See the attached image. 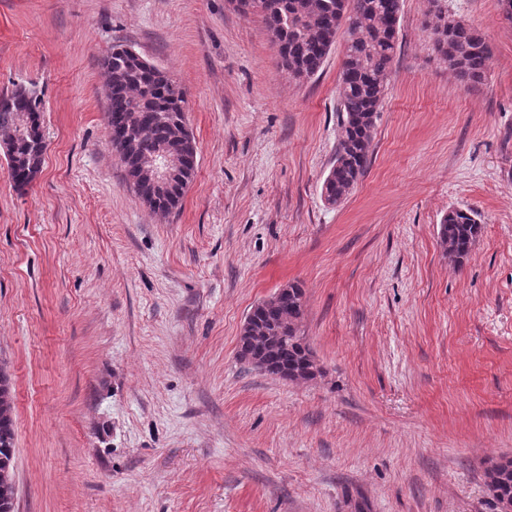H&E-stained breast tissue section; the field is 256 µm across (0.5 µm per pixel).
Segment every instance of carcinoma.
I'll list each match as a JSON object with an SVG mask.
<instances>
[{
    "label": "carcinoma",
    "instance_id": "cac0c4a2",
    "mask_svg": "<svg viewBox=\"0 0 512 512\" xmlns=\"http://www.w3.org/2000/svg\"><path fill=\"white\" fill-rule=\"evenodd\" d=\"M278 60L296 79L310 78L322 67L339 38L346 41L339 76L340 135L336 156L322 184L331 205L344 202L370 162L372 134L385 99L399 28L400 0H260ZM433 47L459 79L480 82L487 71L490 48L480 31L448 15L443 0H430ZM293 25L283 26V18ZM110 75L106 119L112 148L119 154L135 195L153 211L166 215L180 204L195 172L196 148L187 151L173 184L160 191L141 180L136 170L141 158L172 145L171 137L188 120L186 100L174 97V85L160 70L143 67L119 44L104 58ZM6 94L23 99L35 120L12 136L17 113L0 108V136H8V176L23 189L41 171L38 118L43 94L34 85L15 84ZM127 143L138 151L128 155ZM480 225L471 211L455 209L439 224L438 238L449 257L467 256ZM304 291L288 285L258 303L255 317L243 325L237 356L246 364L264 363V372L284 381L314 379L319 373L312 351L299 334ZM15 427L10 378L0 366V512H15ZM487 489L500 508L512 512V458L494 462L486 472Z\"/></svg>",
    "mask_w": 512,
    "mask_h": 512
}]
</instances>
